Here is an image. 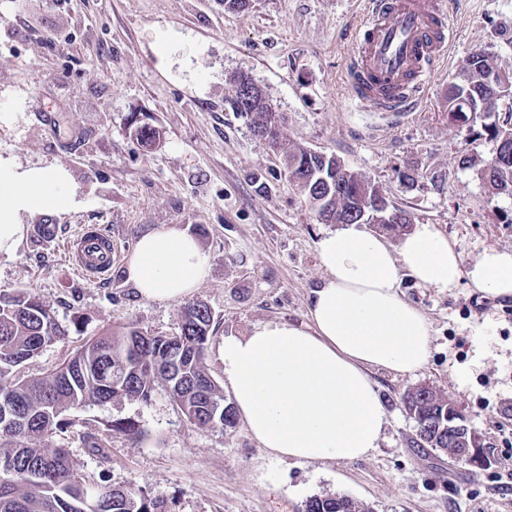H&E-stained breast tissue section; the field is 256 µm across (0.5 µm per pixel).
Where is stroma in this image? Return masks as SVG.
<instances>
[{"label":"stroma","mask_w":512,"mask_h":512,"mask_svg":"<svg viewBox=\"0 0 512 512\" xmlns=\"http://www.w3.org/2000/svg\"><path fill=\"white\" fill-rule=\"evenodd\" d=\"M363 0H0V155L22 166L65 168L79 207L23 216L24 238L0 255V290L32 289L70 333L43 349L22 376L48 372L87 340L128 324L172 336L190 301L215 316L206 364L222 379L218 349L256 326L307 320L310 293L326 278L319 221L279 158L232 112L229 78L250 74L290 138L335 155L380 186L414 223L444 233L464 260L484 248L512 249V197L492 195L462 155L489 162L496 145L478 126L448 119V85L477 49L512 70V0H449L454 33L425 99L399 116L359 103L346 69L349 29ZM69 38L57 49L50 32ZM172 49L159 64L156 45ZM157 127L143 149L132 116ZM112 235V274L76 271L66 241L81 226ZM188 229L210 257L190 298L151 301L124 278L144 234ZM400 291L432 329L428 364L415 375H370L388 422L379 446L356 460L295 462L273 456L243 421L203 429L164 392L146 403L89 402L56 433L92 481L166 499L171 512H303L310 497L344 494L373 512H512V297L485 298L460 281L442 292L403 278ZM421 384L445 393L484 440L478 468L432 448H415L404 394ZM130 420L142 434L113 431ZM109 441V460L85 440Z\"/></svg>","instance_id":"35a3bbf8"}]
</instances>
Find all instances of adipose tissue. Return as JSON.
<instances>
[{
  "label": "adipose tissue",
  "mask_w": 512,
  "mask_h": 512,
  "mask_svg": "<svg viewBox=\"0 0 512 512\" xmlns=\"http://www.w3.org/2000/svg\"><path fill=\"white\" fill-rule=\"evenodd\" d=\"M62 167L25 168L0 157V254L20 244L23 215L78 206ZM327 277L313 289L309 321L270 322L219 348L224 383L249 433L280 459L355 460L379 446L385 404L369 372L408 375L431 353L427 319L399 293L402 276L419 286L451 291L460 280L483 296L512 297V250L485 248L464 261L433 225L417 224L399 248L356 225L317 243ZM208 256L188 231L143 235L124 269L141 297H187L207 278Z\"/></svg>",
  "instance_id": "ef3b65f1"
}]
</instances>
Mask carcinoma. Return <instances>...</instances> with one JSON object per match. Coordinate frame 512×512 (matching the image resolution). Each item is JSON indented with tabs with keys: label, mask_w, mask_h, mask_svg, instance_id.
<instances>
[{
	"label": "carcinoma",
	"mask_w": 512,
	"mask_h": 512,
	"mask_svg": "<svg viewBox=\"0 0 512 512\" xmlns=\"http://www.w3.org/2000/svg\"><path fill=\"white\" fill-rule=\"evenodd\" d=\"M497 67L486 52L466 64L464 79L448 85V113L455 122L471 120V112L457 107L462 96L474 108L494 95L485 84V73ZM232 111L247 119L253 133L275 146L291 180L305 195L321 221L347 224V213L361 199L363 175L348 168L336 170V157L322 161L311 151L291 141L285 125L273 121L267 98L254 97ZM131 136L140 146L152 149L160 143L155 126L131 122ZM490 140L508 139L512 129L484 124ZM316 170L344 184L340 210L318 203L308 171ZM480 178L494 195L512 196V165L504 169L489 165ZM214 314L197 301L182 311L180 332L158 335L130 325L107 331L84 342L58 367L36 378L19 376L27 361L44 347L69 334L66 326L29 289L0 291V512H166L164 500L151 498L133 487H113L86 480L67 449L53 443L67 411L88 401L126 399L147 402L161 389L179 407L187 420L207 428L224 429L234 424L231 406L224 404V390L210 374L206 363ZM403 403L417 425L416 445L421 448H463L448 441V410L454 402L436 388L424 384L409 390ZM306 512H372L344 495L316 496L307 501Z\"/></svg>",
	"instance_id": "carcinoma-1"
}]
</instances>
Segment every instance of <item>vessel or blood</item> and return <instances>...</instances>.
Instances as JSON below:
<instances>
[{
  "label": "vessel or blood",
  "instance_id": "obj_1",
  "mask_svg": "<svg viewBox=\"0 0 512 512\" xmlns=\"http://www.w3.org/2000/svg\"><path fill=\"white\" fill-rule=\"evenodd\" d=\"M365 19L351 30L348 76L354 95L381 112L415 108L430 75L446 58V0H364ZM84 275L101 277L112 266V235L85 227L67 245Z\"/></svg>",
  "mask_w": 512,
  "mask_h": 512
}]
</instances>
